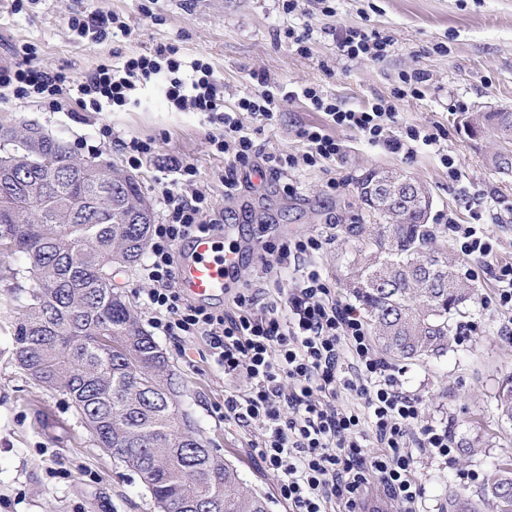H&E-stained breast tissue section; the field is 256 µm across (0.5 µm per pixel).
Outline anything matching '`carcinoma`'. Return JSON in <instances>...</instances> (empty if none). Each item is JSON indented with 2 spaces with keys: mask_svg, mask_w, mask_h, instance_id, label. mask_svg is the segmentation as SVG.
I'll list each match as a JSON object with an SVG mask.
<instances>
[{
  "mask_svg": "<svg viewBox=\"0 0 512 512\" xmlns=\"http://www.w3.org/2000/svg\"><path fill=\"white\" fill-rule=\"evenodd\" d=\"M472 136L512 140V112L466 114ZM67 174L41 176L38 158L17 142L0 144V277L29 282L7 312L10 360L49 390L65 394L101 448L141 479L158 507L188 512L182 503L219 494L224 512H268L267 499L244 488L236 467L193 453L200 430L181 424V383L138 313L113 283L115 273L140 263L153 220L130 223L148 197L133 175L64 147ZM388 174L369 169L356 182L371 224H351L362 244L346 283L361 305L379 349L427 362L448 353L471 316L476 292L456 261L429 248L437 227L422 223L417 182L396 204L382 188L376 202L366 185ZM501 421L512 426V375L495 394ZM512 512V460H503L476 491L448 496V512Z\"/></svg>",
  "mask_w": 512,
  "mask_h": 512,
  "instance_id": "1",
  "label": "carcinoma"
}]
</instances>
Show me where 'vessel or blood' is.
<instances>
[{
    "label": "vessel or blood",
    "instance_id": "1",
    "mask_svg": "<svg viewBox=\"0 0 512 512\" xmlns=\"http://www.w3.org/2000/svg\"><path fill=\"white\" fill-rule=\"evenodd\" d=\"M240 263L241 254L236 248L224 247L213 237L199 236L183 249L177 284L196 300L218 299L231 287V276Z\"/></svg>",
    "mask_w": 512,
    "mask_h": 512
}]
</instances>
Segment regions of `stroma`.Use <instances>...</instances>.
<instances>
[{"label": "stroma", "instance_id": "stroma-1", "mask_svg": "<svg viewBox=\"0 0 512 512\" xmlns=\"http://www.w3.org/2000/svg\"><path fill=\"white\" fill-rule=\"evenodd\" d=\"M92 11L116 16L129 34L94 42L70 30V16ZM345 27L380 32L390 42L386 54L375 61L340 55L333 33ZM294 32L308 33L307 52L291 40ZM24 43L36 45L43 69L63 67L80 77L99 64L119 66L171 43L184 62L211 67L227 107L236 108L261 76L274 91L317 86L346 109L394 101V131L415 127L435 136L433 145L418 141L393 153L357 131L333 127L329 133L341 145L339 155L310 167L301 161L306 146L297 131L324 124L322 113L297 100L286 105L275 125L264 126L238 110L254 142V166L239 170V187L228 197L224 158L209 144L214 125L203 114L171 105L165 78L138 87L126 105L100 112H50L35 99L0 98V119L40 125L77 155L93 154L119 167L122 142L159 140V151L136 171L155 222L165 218L160 178L172 177L177 160L197 166L201 189L224 215L223 245L238 244L245 252L239 282L260 289L266 303H279L282 289L294 286L302 273L289 266L266 274L263 257L270 247L302 236L324 238L305 266L320 270L337 297L349 299L343 282L355 245L346 241V228L362 219L356 181L372 168L402 172L429 188L430 221L441 228L437 249L457 254L454 227L462 224L490 236L495 263H512V174L488 164L493 138L471 140L458 122L464 112L512 108V0H298L291 12L283 0H23L19 7L0 0V62L11 61L15 47ZM415 72L425 78L420 97L394 100L402 74ZM105 123L112 127V139L103 143L96 131ZM279 149L297 157L295 168L282 183L272 175L259 178L257 168ZM445 154L455 159L456 175L442 164ZM286 182L294 193L283 191ZM331 182L337 183L336 192H329ZM490 265L465 260L459 265L477 290L467 335L444 357L394 363L403 390L421 399L425 422L447 423L454 445L475 441L480 446L474 457L458 452L443 466L421 453L416 464L425 486L420 512H448L450 491L476 489L499 461L512 457V431L501 427L494 399L503 377L512 373V311L497 302ZM115 282L183 381L184 407L202 433L249 488L268 496L269 512H288L275 477L250 450L253 429L224 416L225 395L243 388V381L225 379L202 339L168 336L155 328L146 304L150 283L141 268L120 272ZM8 337L0 327V512H157L138 475L96 445L68 398L42 388L10 362L4 352Z\"/></svg>", "mask_w": 512, "mask_h": 512}]
</instances>
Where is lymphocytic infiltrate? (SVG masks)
Here are the masks:
<instances>
[{"instance_id":"lymphocytic-infiltrate-1","label":"lymphocytic infiltrate","mask_w":512,"mask_h":512,"mask_svg":"<svg viewBox=\"0 0 512 512\" xmlns=\"http://www.w3.org/2000/svg\"><path fill=\"white\" fill-rule=\"evenodd\" d=\"M387 46L376 31L363 28L351 27L336 37L338 51L351 58L376 60ZM14 55L13 62L0 63V91L19 100L40 99L52 112L72 104L82 112L122 106L138 83L165 77L171 104L190 107L220 126L210 145L227 158L225 193L236 190L237 171L249 165L254 142L234 113L226 111L223 86L208 64L194 62L192 75L181 78L179 50L167 44L119 67L100 64L80 79L64 68L42 70L33 45L16 48ZM296 100L326 117L325 125H308L298 132L308 146L305 161L310 166L339 154L338 141L327 132L331 126L357 130L393 152L402 151L410 140L433 142L414 127L393 134V105L378 101L345 110L313 86L286 92L258 88L237 106L271 125ZM173 171L174 179L163 184L166 218L153 227L143 268L151 283L146 304L157 315L156 327L169 336L202 339L225 375L245 377L244 389L225 396L224 414L256 429L252 449L275 476L291 512H335L340 505L345 512H359L371 484L381 486L402 512H415L424 495L415 474L416 454L424 449L433 459L447 460L454 451L447 426L424 423L420 398L402 389L357 308L338 299L318 270H310L288 289L277 307L261 303L257 289L249 286L237 288L228 311L190 301L177 286L174 253L188 237L223 231L224 218L204 193L181 198V190L200 178L194 164L178 162ZM340 388L362 399V413L336 408L333 399ZM369 430L378 445L374 452L366 446Z\"/></svg>"}]
</instances>
